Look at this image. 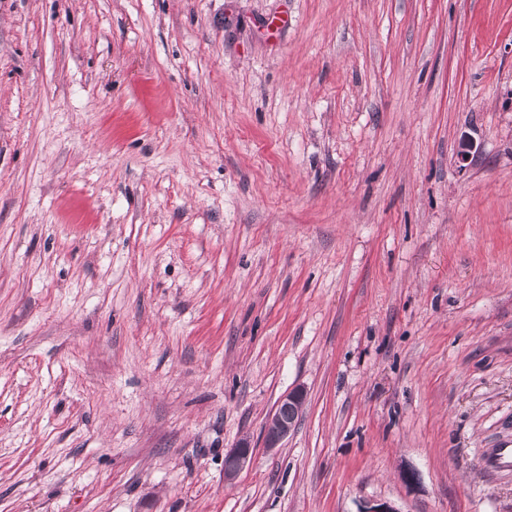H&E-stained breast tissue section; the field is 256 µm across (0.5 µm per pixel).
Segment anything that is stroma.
<instances>
[{
  "label": "stroma",
  "mask_w": 512,
  "mask_h": 512,
  "mask_svg": "<svg viewBox=\"0 0 512 512\" xmlns=\"http://www.w3.org/2000/svg\"><path fill=\"white\" fill-rule=\"evenodd\" d=\"M508 441L512 0H0V512H512ZM304 399L302 389H295L281 398L266 422L265 447H280L281 442L295 429ZM253 448L248 440H242L226 456L224 480L231 481L251 462Z\"/></svg>",
  "instance_id": "35a3bbf8"
}]
</instances>
